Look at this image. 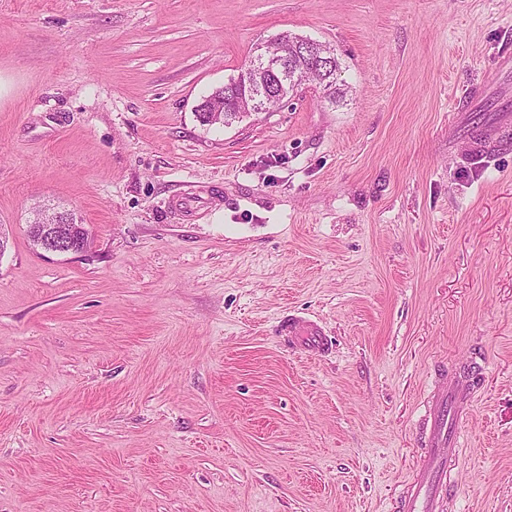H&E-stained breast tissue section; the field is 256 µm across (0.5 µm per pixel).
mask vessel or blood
I'll use <instances>...</instances> for the list:
<instances>
[{"mask_svg": "<svg viewBox=\"0 0 512 512\" xmlns=\"http://www.w3.org/2000/svg\"><path fill=\"white\" fill-rule=\"evenodd\" d=\"M281 330L305 349L321 352L329 345L317 324L309 321L291 319ZM480 374L476 365L453 374L432 395L420 419V460L405 485L401 512H447L456 494L452 472L461 454L456 427L474 401Z\"/></svg>", "mask_w": 512, "mask_h": 512, "instance_id": "b4317fda", "label": "vessel or blood"}]
</instances>
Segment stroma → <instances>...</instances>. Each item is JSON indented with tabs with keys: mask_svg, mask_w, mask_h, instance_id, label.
<instances>
[{
	"mask_svg": "<svg viewBox=\"0 0 512 512\" xmlns=\"http://www.w3.org/2000/svg\"><path fill=\"white\" fill-rule=\"evenodd\" d=\"M283 32L343 100L202 124ZM506 55L512 0H0V512H394L476 353L448 512H512ZM38 205L87 250L34 247ZM315 50L320 59H322L321 65H308L310 64V59H307L303 55L299 56V54L294 55L293 58L289 60V62L293 61L294 65L296 66L294 68L297 69V72L299 73L303 72L304 70L315 67L316 69H318L319 72L314 80L318 81L319 84L323 85L324 89L327 91L334 89V91H332L331 93H336V98L339 96L342 97V94H346V92H344L345 89H340L336 87V76L337 71L339 70V62L335 57L333 50H331L330 47H327L326 45L317 42L315 44ZM330 61H332V65L327 66V63H329ZM282 332L296 340L303 349L321 352L328 348L329 341L323 332L310 321L290 319L281 326Z\"/></svg>",
	"mask_w": 512,
	"mask_h": 512,
	"instance_id": "1",
	"label": "stroma"
}]
</instances>
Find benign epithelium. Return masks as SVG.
Masks as SVG:
<instances>
[{
	"label": "benign epithelium",
	"instance_id": "1",
	"mask_svg": "<svg viewBox=\"0 0 512 512\" xmlns=\"http://www.w3.org/2000/svg\"><path fill=\"white\" fill-rule=\"evenodd\" d=\"M285 39L277 36L264 43L253 66L240 71L224 84V92L234 97H249L250 105L241 114L270 111V96L281 93L282 80L288 74V58L277 51ZM36 208L28 224V233L38 247L58 255L79 254L86 250L89 236L80 239L70 233L75 219L68 211H54L55 222L43 224Z\"/></svg>",
	"mask_w": 512,
	"mask_h": 512
}]
</instances>
